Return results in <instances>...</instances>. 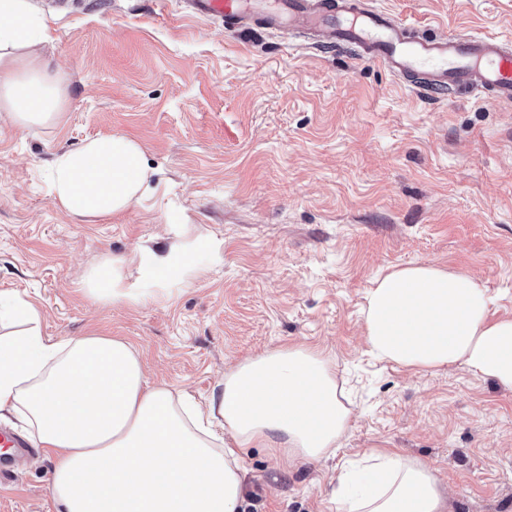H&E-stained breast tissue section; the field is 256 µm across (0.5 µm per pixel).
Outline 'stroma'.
I'll use <instances>...</instances> for the list:
<instances>
[{"mask_svg":"<svg viewBox=\"0 0 512 512\" xmlns=\"http://www.w3.org/2000/svg\"><path fill=\"white\" fill-rule=\"evenodd\" d=\"M428 35L512 41V0H375ZM38 47L67 89L60 124L0 114V293L36 305L53 339L131 343L149 385L196 402L246 358L325 351L351 395L335 456L288 464L242 454L245 512H329L343 464L395 448L435 466L453 512H512V389L450 366L377 360L364 339L373 281L415 263L477 278L512 319V104L411 92L381 64L310 34L233 31L184 0H29ZM124 134L155 191L100 220L58 209L54 156ZM219 242L221 256L190 251ZM187 248L190 285L135 307L90 301L87 271L138 249ZM53 462L0 482V512H55Z\"/></svg>","mask_w":512,"mask_h":512,"instance_id":"stroma-1","label":"stroma"}]
</instances>
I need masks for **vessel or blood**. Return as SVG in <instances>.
Here are the masks:
<instances>
[{
	"instance_id": "b4317fda",
	"label": "vessel or blood",
	"mask_w": 512,
	"mask_h": 512,
	"mask_svg": "<svg viewBox=\"0 0 512 512\" xmlns=\"http://www.w3.org/2000/svg\"><path fill=\"white\" fill-rule=\"evenodd\" d=\"M199 16L223 20L227 29L254 16L275 30L315 32L329 48L352 47L359 59L384 65L394 75L415 79L432 98L462 92L479 101L512 103V47L494 35L416 37L406 22L369 0H186Z\"/></svg>"
}]
</instances>
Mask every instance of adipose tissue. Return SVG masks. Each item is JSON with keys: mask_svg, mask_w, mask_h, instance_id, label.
<instances>
[{"mask_svg": "<svg viewBox=\"0 0 512 512\" xmlns=\"http://www.w3.org/2000/svg\"><path fill=\"white\" fill-rule=\"evenodd\" d=\"M49 38L28 0H0V111L21 129L64 117L66 90L34 52ZM152 174L135 140L99 136L55 156L50 192L69 215L104 218L148 193ZM180 254L147 251L148 288L129 281L126 260L104 259L82 290L102 304H144L164 296L168 280L195 277ZM490 305L466 274L396 268L369 290L366 342L379 359L418 372L459 365L512 389V319L491 318ZM41 323L31 302L0 294V411L50 451L56 512H242L244 449L322 460L349 429L336 364L321 350L289 346L245 360L203 411L168 385L149 386L124 340H54ZM330 503L333 512H452L436 469L391 448L350 461Z\"/></svg>", "mask_w": 512, "mask_h": 512, "instance_id": "ef3b65f1", "label": "adipose tissue"}]
</instances>
